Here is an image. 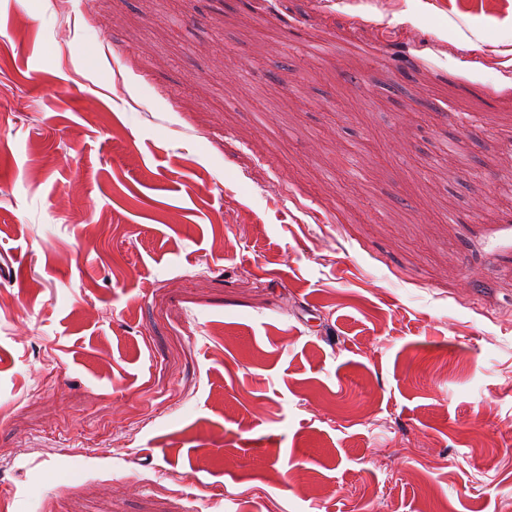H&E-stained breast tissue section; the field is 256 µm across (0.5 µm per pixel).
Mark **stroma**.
<instances>
[{"label": "stroma", "instance_id": "obj_1", "mask_svg": "<svg viewBox=\"0 0 512 512\" xmlns=\"http://www.w3.org/2000/svg\"><path fill=\"white\" fill-rule=\"evenodd\" d=\"M1 251L0 512H512V10L0 0Z\"/></svg>", "mask_w": 512, "mask_h": 512}]
</instances>
